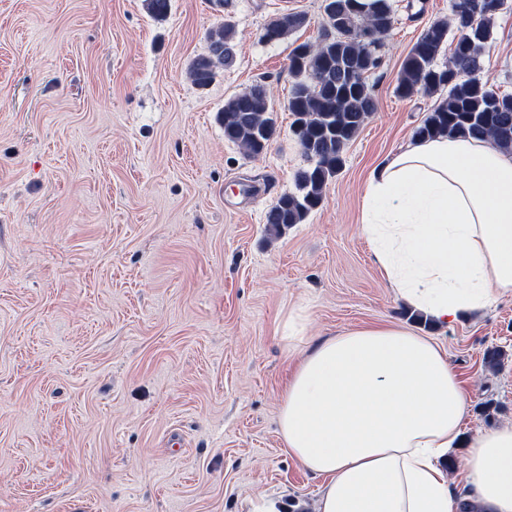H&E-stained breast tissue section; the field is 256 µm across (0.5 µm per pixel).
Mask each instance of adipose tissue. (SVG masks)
<instances>
[{
  "instance_id": "1",
  "label": "adipose tissue",
  "mask_w": 512,
  "mask_h": 512,
  "mask_svg": "<svg viewBox=\"0 0 512 512\" xmlns=\"http://www.w3.org/2000/svg\"><path fill=\"white\" fill-rule=\"evenodd\" d=\"M361 229L399 298L455 324L512 295V153L415 140L367 176ZM301 359L281 395L289 455L322 478L313 512H512V422L464 431L470 399L437 343L395 323L321 341L288 317ZM462 453V484L441 463Z\"/></svg>"
}]
</instances>
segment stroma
<instances>
[{"label": "stroma", "mask_w": 512, "mask_h": 512, "mask_svg": "<svg viewBox=\"0 0 512 512\" xmlns=\"http://www.w3.org/2000/svg\"><path fill=\"white\" fill-rule=\"evenodd\" d=\"M367 78L376 110L304 223L266 222L307 161L288 55L322 0H0V512H260L310 505L322 481L278 432L296 362L281 335L413 325L471 394L466 430L512 421V297L450 327L411 320L360 224L368 172L414 140L446 90L396 95L401 64L452 0H391ZM306 24L267 43L266 25ZM232 67L206 88L190 61L220 23ZM483 75L512 94V0ZM264 83L277 132L258 158L224 138L225 99ZM505 355L500 367L488 351ZM499 408L493 420L484 403ZM306 21V16L301 13H288L273 21L268 27L271 28L274 35L272 37H267V29L265 35L263 34V39L266 42H276L281 39H284L288 36V34L293 31L298 30L303 27Z\"/></svg>", "instance_id": "stroma-1"}]
</instances>
